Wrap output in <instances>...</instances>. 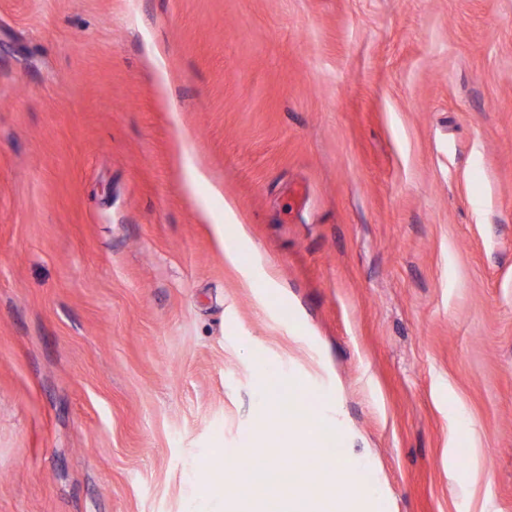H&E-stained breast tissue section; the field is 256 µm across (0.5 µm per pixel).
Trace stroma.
<instances>
[{"mask_svg": "<svg viewBox=\"0 0 512 512\" xmlns=\"http://www.w3.org/2000/svg\"><path fill=\"white\" fill-rule=\"evenodd\" d=\"M273 392L512 512V0H0V512H226Z\"/></svg>", "mask_w": 512, "mask_h": 512, "instance_id": "stroma-1", "label": "stroma"}]
</instances>
